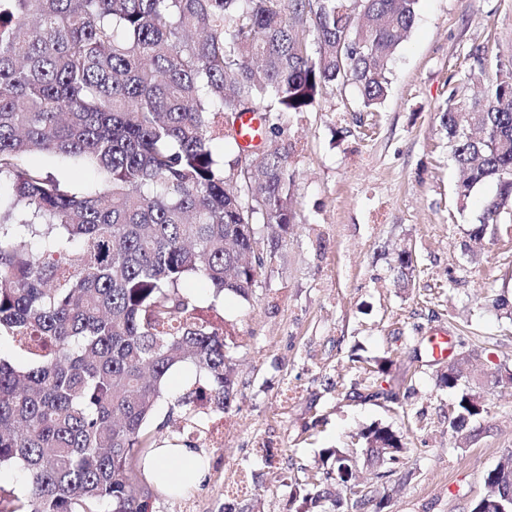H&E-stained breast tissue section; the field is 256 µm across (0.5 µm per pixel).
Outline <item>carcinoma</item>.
Instances as JSON below:
<instances>
[{"mask_svg":"<svg viewBox=\"0 0 512 512\" xmlns=\"http://www.w3.org/2000/svg\"><path fill=\"white\" fill-rule=\"evenodd\" d=\"M418 0H0V512H152L144 460L161 447L151 429L165 380L194 371L173 397L182 426L172 444L201 450L204 416L234 401L232 353L216 299L244 300L266 253L293 224L295 174L276 138L284 114L312 111L330 88L355 84L365 109L387 95L389 65ZM467 80L481 98L448 85L441 127L463 172L460 203L487 181L471 239L512 210V64L473 50ZM495 78L487 81V68ZM275 113L271 137L228 174L212 141L239 147L235 119ZM34 153L104 175L77 192L28 164ZM202 280L203 305L186 291ZM459 390L451 430L482 416ZM365 462L403 448L390 429L362 433ZM295 487L303 504L339 512L328 481L357 479L346 454ZM484 476L470 512L512 496V451Z\"/></svg>","mask_w":512,"mask_h":512,"instance_id":"obj_1","label":"carcinoma"}]
</instances>
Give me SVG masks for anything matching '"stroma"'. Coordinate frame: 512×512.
Returning a JSON list of instances; mask_svg holds the SVG:
<instances>
[{
  "label": "stroma",
  "mask_w": 512,
  "mask_h": 512,
  "mask_svg": "<svg viewBox=\"0 0 512 512\" xmlns=\"http://www.w3.org/2000/svg\"><path fill=\"white\" fill-rule=\"evenodd\" d=\"M490 43L512 62V0H419L411 31L390 69L388 94L366 111L353 84L329 90L315 110L284 119L279 144L295 172V224L250 299L219 305L243 336L234 355V403L204 450L209 475L183 494L155 493L153 512H221L234 475L252 474L244 512H297L291 487L315 473L326 448H356L366 427L401 436L393 474L364 475L383 512H468L483 476L512 449V385L476 390L488 410L465 437L452 434L456 395L440 386L447 360L429 359L434 332L454 357L481 354L484 371L512 370V214L469 237L494 183L467 204L438 108L450 77ZM32 165L71 188L94 191L101 176L47 155ZM411 251L400 280L395 257ZM393 390L397 400L375 397Z\"/></svg>",
  "instance_id": "stroma-1"
}]
</instances>
